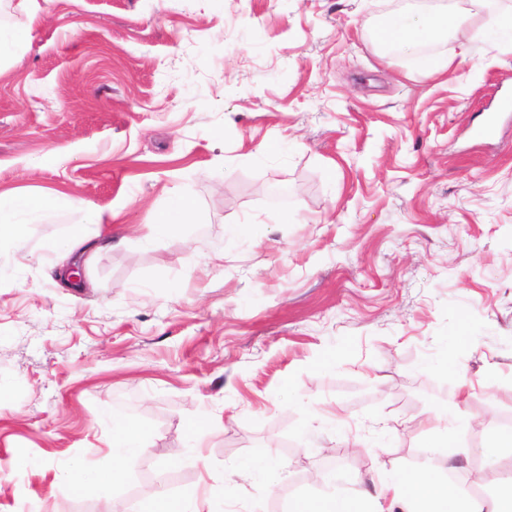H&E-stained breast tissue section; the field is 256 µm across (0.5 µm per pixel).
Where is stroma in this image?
<instances>
[{
    "mask_svg": "<svg viewBox=\"0 0 512 512\" xmlns=\"http://www.w3.org/2000/svg\"><path fill=\"white\" fill-rule=\"evenodd\" d=\"M0 0L30 46L0 59V192H50L24 248L0 245V512H99L80 464L123 461L171 498L212 486L223 512H292L328 460L372 488L412 470L408 420L468 405L512 419V46L466 0L458 34L413 59L373 27L436 0ZM448 61L430 76L426 66ZM196 209L145 249L169 196ZM81 198L117 212L92 265L47 242ZM207 432L205 466L170 461ZM274 483L236 476L265 455ZM108 447L112 448L113 462L115 459L139 455L147 449L143 431L133 422L119 424Z\"/></svg>",
    "mask_w": 512,
    "mask_h": 512,
    "instance_id": "1",
    "label": "stroma"
}]
</instances>
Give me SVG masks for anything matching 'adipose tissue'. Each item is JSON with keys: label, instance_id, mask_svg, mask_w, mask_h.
<instances>
[{"label": "adipose tissue", "instance_id": "1", "mask_svg": "<svg viewBox=\"0 0 512 512\" xmlns=\"http://www.w3.org/2000/svg\"><path fill=\"white\" fill-rule=\"evenodd\" d=\"M456 23V16L445 11L400 13L378 25L377 38L391 54L412 55L424 44L447 36ZM74 205L83 215L81 222L73 225L66 237L50 243L49 248L68 256L78 255L89 264L99 249L96 229L111 223L115 215L84 199L75 200ZM55 207L56 198L48 193L0 192V243L21 245L27 228L42 223ZM194 209L188 195H174L161 213L142 225L141 241L151 245L176 237L181 226L189 223ZM476 387V380L461 375L452 406L424 422L428 436L417 469L392 474L372 494L340 484L332 486L320 504L304 502L296 512H364L369 504L373 505V512H385L382 503L388 499L403 503L404 512H512V477L499 473L503 462L512 461V430L497 429L488 441L478 445L464 442L469 430L479 425L478 420L461 412L462 406L468 405L474 396ZM462 454L483 459L489 474L483 494L474 495L465 487L448 484L446 472L433 465L435 457L452 460ZM122 478V470L114 467L100 481L101 512H200L195 500L186 498L173 503L155 488L145 490L137 502L116 509L111 490Z\"/></svg>", "mask_w": 512, "mask_h": 512}]
</instances>
